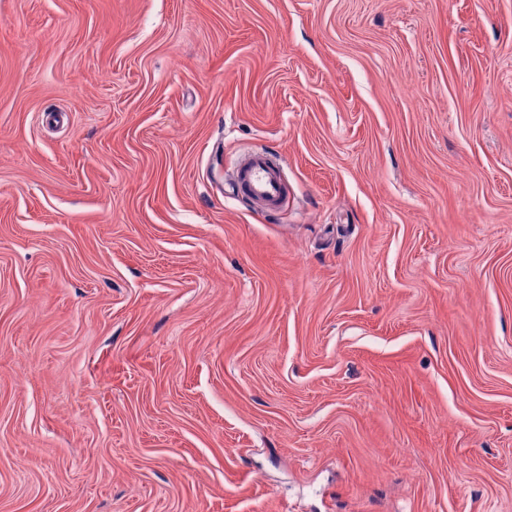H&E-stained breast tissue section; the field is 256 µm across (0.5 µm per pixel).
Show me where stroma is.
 I'll return each mask as SVG.
<instances>
[{
  "mask_svg": "<svg viewBox=\"0 0 512 512\" xmlns=\"http://www.w3.org/2000/svg\"><path fill=\"white\" fill-rule=\"evenodd\" d=\"M0 512H512V0H0ZM234 182L238 195L247 197L266 211L274 212L284 205L281 165L266 151L256 150L249 154L236 167Z\"/></svg>",
  "mask_w": 512,
  "mask_h": 512,
  "instance_id": "1",
  "label": "stroma"
}]
</instances>
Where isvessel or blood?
<instances>
[{
    "label": "vessel or blood",
    "mask_w": 512,
    "mask_h": 512,
    "mask_svg": "<svg viewBox=\"0 0 512 512\" xmlns=\"http://www.w3.org/2000/svg\"><path fill=\"white\" fill-rule=\"evenodd\" d=\"M234 182L238 194L266 211H277L284 204L285 187L281 178V165L266 151L256 150L249 154L236 167Z\"/></svg>",
    "instance_id": "obj_1"
}]
</instances>
